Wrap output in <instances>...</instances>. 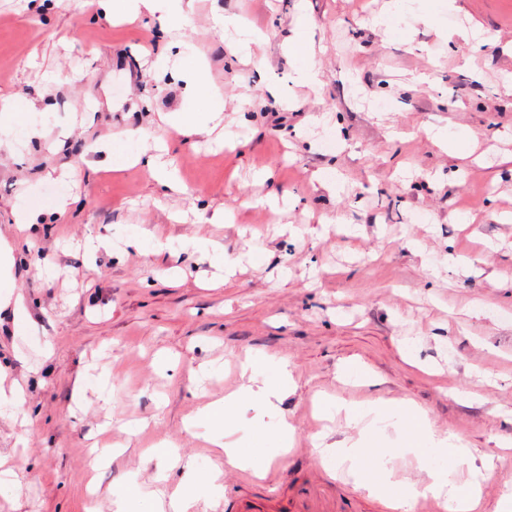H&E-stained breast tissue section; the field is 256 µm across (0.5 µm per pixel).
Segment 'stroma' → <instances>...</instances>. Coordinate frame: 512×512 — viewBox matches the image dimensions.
<instances>
[{
    "mask_svg": "<svg viewBox=\"0 0 512 512\" xmlns=\"http://www.w3.org/2000/svg\"><path fill=\"white\" fill-rule=\"evenodd\" d=\"M241 16L261 38L262 72L236 63L235 32L213 11ZM386 25H375L378 16ZM309 20L322 84L296 80L285 43ZM481 34L462 38V30ZM207 60L224 97V128L182 136L158 115L184 102L183 72ZM475 67H467V60ZM512 0H196L192 20L112 19L98 0H0V97L33 101L0 112V383L19 386L27 424L0 418V512H113L129 484L148 507L154 476L167 492L191 462L201 483L191 512L262 501L276 512H385L346 471L322 464L317 443L357 438L314 405L381 398L412 402L475 457L495 456L483 485L493 512L512 488ZM280 97H270L266 85ZM26 130L17 139L16 127ZM447 130L462 151L436 146ZM144 131L169 143L189 192L168 194L142 167L112 170L105 146ZM328 168L335 194L313 178ZM267 170L266 183L254 174ZM73 202L55 217L58 199ZM38 224L23 230L15 211ZM221 209L228 224L204 223ZM144 228L168 250L128 254ZM109 236L111 250L81 248ZM207 237L224 248L183 251ZM51 356H44L45 347ZM286 359L295 384L247 449L266 471L223 474L204 403L243 381L246 352ZM364 365L363 381L340 366ZM107 365L105 398L78 380ZM295 429L282 452L280 420ZM115 444L97 464L90 442ZM219 473L224 491L206 483Z\"/></svg>",
    "mask_w": 512,
    "mask_h": 512,
    "instance_id": "35a3bbf8",
    "label": "stroma"
}]
</instances>
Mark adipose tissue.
<instances>
[{
	"label": "adipose tissue",
	"instance_id": "adipose-tissue-1",
	"mask_svg": "<svg viewBox=\"0 0 512 512\" xmlns=\"http://www.w3.org/2000/svg\"><path fill=\"white\" fill-rule=\"evenodd\" d=\"M187 98L205 95L206 108L196 112L190 109L164 115L166 124L188 132L203 133L218 127L224 121V99L209 88L208 67L196 62L184 76ZM163 141H156L154 149L139 148L129 152L122 143L109 148L113 169L125 168L128 162L143 163L160 185L170 192H184V185L170 169L162 153ZM245 366L260 381L247 385L227 395L224 401L205 406L200 419L220 426L229 421L245 422L253 431H260L258 416L272 408L283 389L291 382L288 363L271 357L250 354ZM337 412L343 413L347 422L359 428L356 441L334 448H322V459L348 466L356 488L386 502L392 512H410L414 497L432 495L444 499L449 512H481L483 508L481 486L491 474L490 467L479 468L467 444L450 433L439 431L428 415L417 407L394 405L382 400H370L357 404H340ZM405 418L399 427L396 442H387L384 424L392 417ZM411 454L424 468V483L404 484L395 477L391 466L398 455Z\"/></svg>",
	"mask_w": 512,
	"mask_h": 512
}]
</instances>
